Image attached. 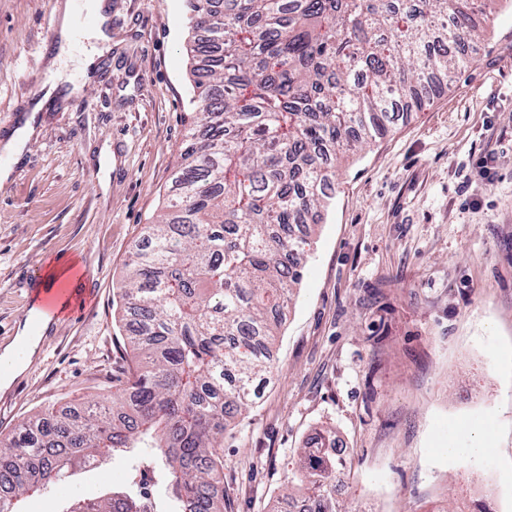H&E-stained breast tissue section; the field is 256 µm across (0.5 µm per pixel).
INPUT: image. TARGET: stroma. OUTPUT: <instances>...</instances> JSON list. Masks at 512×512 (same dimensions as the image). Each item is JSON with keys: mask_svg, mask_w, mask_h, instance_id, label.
Returning a JSON list of instances; mask_svg holds the SVG:
<instances>
[{"mask_svg": "<svg viewBox=\"0 0 512 512\" xmlns=\"http://www.w3.org/2000/svg\"><path fill=\"white\" fill-rule=\"evenodd\" d=\"M66 0H0V143L34 133L0 179V347L34 299L35 267L71 264L95 296L62 315L0 388V436L41 408L107 396L130 351L119 285L161 214L193 107L186 0H105L95 28ZM472 61L385 138L342 161L312 227L297 294L273 345V376L224 434V512H273L323 429L345 448L340 500L376 512H512V0H499ZM494 153L489 178L477 160ZM490 421L479 458L448 454ZM116 456L23 500L24 512L126 483Z\"/></svg>", "mask_w": 512, "mask_h": 512, "instance_id": "obj_1", "label": "stroma"}]
</instances>
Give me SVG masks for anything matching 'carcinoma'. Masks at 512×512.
Wrapping results in <instances>:
<instances>
[{
  "mask_svg": "<svg viewBox=\"0 0 512 512\" xmlns=\"http://www.w3.org/2000/svg\"><path fill=\"white\" fill-rule=\"evenodd\" d=\"M195 115L165 210L121 288L131 351L112 400L47 408L0 437V512L114 455L162 448L168 512H224V432L272 373L307 224L336 165L419 112L470 62L478 0H187ZM306 512L334 496L344 451L302 449ZM129 487L66 512H162Z\"/></svg>",
  "mask_w": 512,
  "mask_h": 512,
  "instance_id": "1",
  "label": "carcinoma"
}]
</instances>
